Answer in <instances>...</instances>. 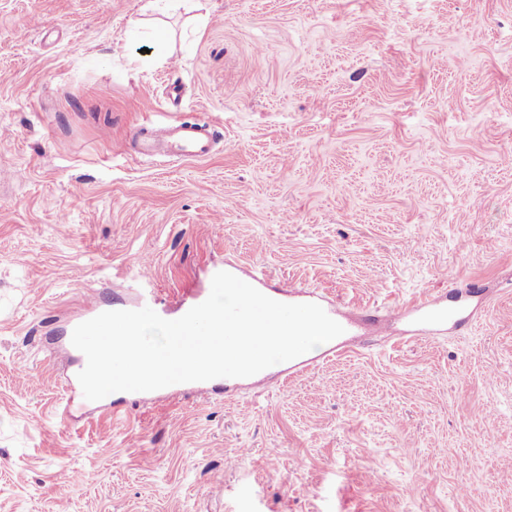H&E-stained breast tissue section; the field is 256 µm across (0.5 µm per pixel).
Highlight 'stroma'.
<instances>
[{"instance_id": "35a3bbf8", "label": "stroma", "mask_w": 512, "mask_h": 512, "mask_svg": "<svg viewBox=\"0 0 512 512\" xmlns=\"http://www.w3.org/2000/svg\"><path fill=\"white\" fill-rule=\"evenodd\" d=\"M147 3L0 0V512H512V0H199L162 61ZM167 112L218 149L129 152ZM228 265L468 320L63 415L90 295L172 304ZM262 373L255 374L250 377L246 378H216L209 381H197V382H188V383H179L170 385L158 390L149 391V392H123L130 394L134 400L141 399L143 396H155V395H161L163 393L173 391V390H179V389H186L189 390L196 395H209L214 394L216 389L218 387H223L225 389L229 388L231 384L239 381L243 384L247 385H253L257 388L262 386V380L260 379V376H262Z\"/></svg>"}]
</instances>
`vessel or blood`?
<instances>
[{"mask_svg":"<svg viewBox=\"0 0 512 512\" xmlns=\"http://www.w3.org/2000/svg\"><path fill=\"white\" fill-rule=\"evenodd\" d=\"M216 140L217 133L212 125L200 121L191 123L173 116L152 128L135 130L131 148L135 153L144 156L162 150L180 159H202L210 154ZM206 298V293H199L192 302L180 303L175 310L170 311L165 304L148 294L140 297L137 305L141 308L150 307L161 317L174 320L183 316L192 305L201 304ZM309 300L321 306L332 319L342 325L343 334L330 342L325 351L326 356H337L345 349L350 339L357 335L360 323L347 316L332 299L313 294L310 295ZM389 316L392 320L404 324L405 338L411 341L443 330L447 327L449 320L453 319L454 314L439 300L430 297L410 305L390 309Z\"/></svg>","mask_w":512,"mask_h":512,"instance_id":"b4317fda","label":"vessel or blood"}]
</instances>
